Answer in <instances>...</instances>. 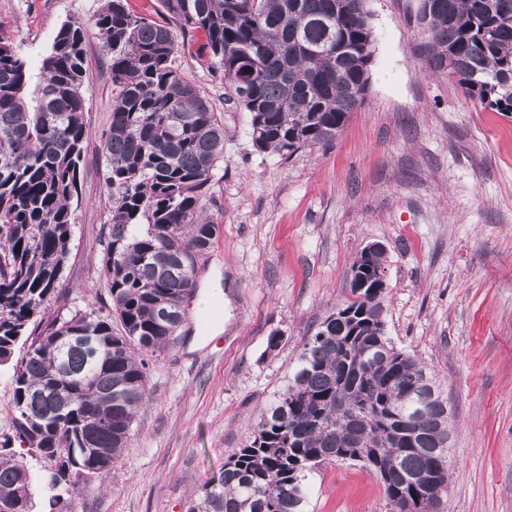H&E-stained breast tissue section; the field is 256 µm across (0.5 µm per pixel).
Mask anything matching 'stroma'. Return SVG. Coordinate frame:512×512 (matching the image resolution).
<instances>
[{"instance_id": "1", "label": "stroma", "mask_w": 512, "mask_h": 512, "mask_svg": "<svg viewBox=\"0 0 512 512\" xmlns=\"http://www.w3.org/2000/svg\"><path fill=\"white\" fill-rule=\"evenodd\" d=\"M104 0H0V22L38 63L59 27ZM375 38L370 87L336 140L283 161L252 143L224 82L188 57L185 74L224 125L208 212L217 240L198 290L222 289L219 328L199 330L195 300L175 344L149 362L150 401L120 462L83 485L72 512H198L224 463L305 337L348 293L368 244L386 248L387 334L448 398L444 512H512V113L482 108L456 80L426 71L418 0H367ZM89 130L60 296L50 314L102 309L109 228L101 142L112 81L87 45ZM283 341L268 350L267 339ZM308 512H388L379 478L328 461L308 480Z\"/></svg>"}]
</instances>
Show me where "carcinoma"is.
I'll return each mask as SVG.
<instances>
[{
    "label": "carcinoma",
    "mask_w": 512,
    "mask_h": 512,
    "mask_svg": "<svg viewBox=\"0 0 512 512\" xmlns=\"http://www.w3.org/2000/svg\"><path fill=\"white\" fill-rule=\"evenodd\" d=\"M174 26L105 0L63 23L30 67L0 29V367L12 365L14 438L49 464L50 502L69 512L79 481L101 478L129 447L149 402L148 360L186 320L219 232L207 215L224 125L176 64L182 49L223 74L248 113L254 145L289 160L331 144L365 100L374 56L366 0H159ZM427 68L448 73L483 108L512 112V0H419ZM196 33L188 45L174 28ZM110 56L112 120L101 151L110 189L102 277L108 313L54 318L32 336L69 255L88 129L86 45ZM386 289L364 275L318 323L205 512H308V476L326 461L376 474L389 512L421 498L442 512L448 399L415 355L386 334ZM24 355L13 361L23 337ZM31 474L0 445V512H32Z\"/></svg>",
    "instance_id": "cac0c4a2"
}]
</instances>
